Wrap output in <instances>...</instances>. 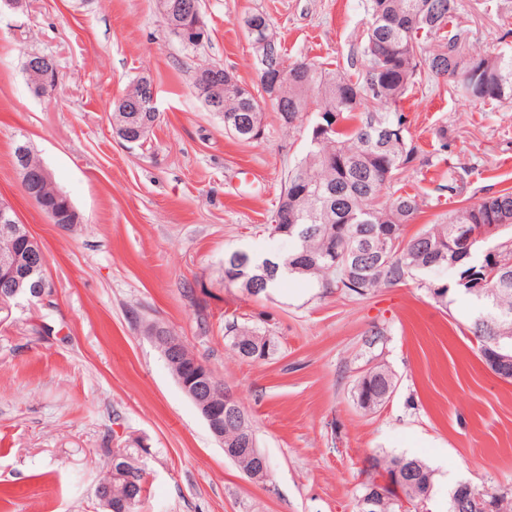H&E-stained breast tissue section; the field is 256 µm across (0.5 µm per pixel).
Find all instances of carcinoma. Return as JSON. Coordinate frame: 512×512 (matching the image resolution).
I'll return each mask as SVG.
<instances>
[{
    "label": "carcinoma",
    "mask_w": 512,
    "mask_h": 512,
    "mask_svg": "<svg viewBox=\"0 0 512 512\" xmlns=\"http://www.w3.org/2000/svg\"><path fill=\"white\" fill-rule=\"evenodd\" d=\"M367 10V33L347 69L316 60L289 62L280 47L286 83L275 85L260 73L253 91L224 71V130L237 140H260L248 122L265 129L259 102L272 93L288 102L286 112L271 103L283 126L293 129L307 122L306 153L288 170L269 224L271 232L280 231L291 241L288 261L258 260L234 250L224 254V267L236 268L232 284L249 295L265 293L291 276L311 280L324 294L359 297L446 268L455 273V287L479 302L469 327L477 355L485 358L489 347L512 358V247L503 245L493 266L489 258L461 250V237L480 224L512 229V188L488 191L472 202L461 200L474 168L450 166L437 198L455 199L456 207L442 221L408 237L405 227L421 204L418 194L401 184V175L414 161L428 169L439 163L406 136L403 103L408 94L431 78L441 79L448 95L460 93L499 108L512 102V49L469 53L472 36L459 19V0H369ZM430 39L436 47L427 51L423 43ZM24 191L44 209L63 208L47 202L51 195L34 177ZM475 279L485 286L470 287ZM225 335L243 359L266 360L277 350L275 338L257 326L232 320ZM395 389L393 373L377 364L359 379L354 396L361 409L372 411ZM145 452L137 438L108 450V467L98 487L112 512H141ZM409 464L415 465L416 475L405 494L429 501L435 472L423 461L393 456L385 461V470L402 477ZM473 492L492 501L490 512H512V495Z\"/></svg>",
    "instance_id": "1"
}]
</instances>
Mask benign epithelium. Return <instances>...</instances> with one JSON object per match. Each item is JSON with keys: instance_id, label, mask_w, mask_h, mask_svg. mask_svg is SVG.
<instances>
[{"instance_id": "1", "label": "benign epithelium", "mask_w": 512, "mask_h": 512, "mask_svg": "<svg viewBox=\"0 0 512 512\" xmlns=\"http://www.w3.org/2000/svg\"><path fill=\"white\" fill-rule=\"evenodd\" d=\"M158 8L170 27L177 29L184 43L200 45L209 38V30L202 18H196L193 27L187 29L176 20L175 10L169 0H158ZM262 55L257 57L261 71L277 72L276 81L286 77V71L282 67L270 63L271 56L275 55V49L266 44ZM44 64L33 57H28L24 62V70L38 87L43 88L56 80V73L52 70H43ZM142 93L133 99H123L118 102L112 115V125L117 136L124 142L134 145L147 137L156 123L141 117L143 112H154L155 87L153 80L146 74L138 77ZM20 165L17 169L21 175V182L27 183L31 173L35 172L43 184L52 183L49 170L40 165L33 169L28 165L30 151L26 147H20ZM498 232L497 225L485 224L477 230L466 234L462 238V244L466 250H471L473 244L486 240ZM27 233V226L22 224L14 207L6 200L0 201V243L10 242L21 234ZM48 265L46 252L41 245H35L25 256L15 254L13 251H5L0 248V295L3 297H15L19 295L21 288L29 286L31 293L37 301L44 304L51 303L54 291L47 289L44 279V271ZM149 338L157 335H165L169 341L168 356L173 357L179 351L182 340L170 329L162 324H155L144 332ZM196 373L192 380L186 382L179 380V384L185 394L192 400L203 419L206 421L211 433L219 444L223 445L225 455L232 461L247 464L246 474L255 481H263L268 477V465L266 456L257 448L254 439L246 436L234 446L224 445V428L234 422L244 421L243 413L237 400L229 392H224V403L216 401L213 385L210 379V367L202 362L195 364ZM392 487L389 475H384V480L377 483L372 490L358 498L357 512H378L379 497L385 495V489ZM470 489L467 483H460L452 493V502L458 512H488L490 503L483 496L474 494L463 500L459 499L462 490Z\"/></svg>"}]
</instances>
